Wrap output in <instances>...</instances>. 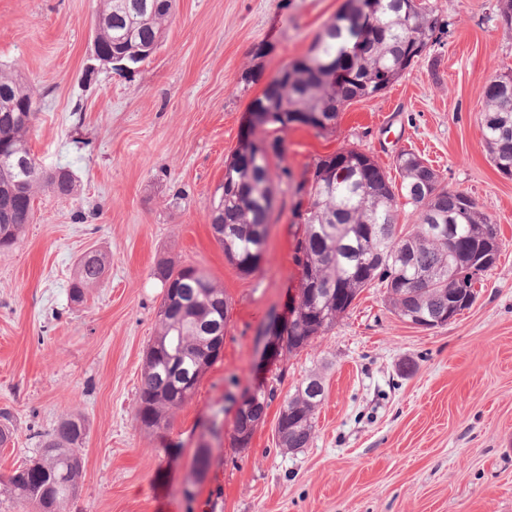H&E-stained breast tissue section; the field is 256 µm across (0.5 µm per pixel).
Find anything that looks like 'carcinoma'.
<instances>
[{
    "mask_svg": "<svg viewBox=\"0 0 512 512\" xmlns=\"http://www.w3.org/2000/svg\"><path fill=\"white\" fill-rule=\"evenodd\" d=\"M175 0H104L95 23V37L116 54L143 49L161 39ZM439 23L436 9L414 0H346L325 24L307 55L283 67L276 81L280 94L265 89L255 97L250 111H271L274 135L256 143L243 138L225 165L224 179L210 199L211 229L224 257L237 260L243 275L258 270L274 211L273 182L288 183L292 173L276 170L271 159L286 152L277 132L294 124L308 126L320 135L336 131L341 108L358 98L374 97L390 86L430 50ZM38 112L36 92L21 79L0 72V174L12 187L10 208L0 213V248L12 247L25 225L32 223L35 195L49 191L59 197L76 192L67 168L43 171L27 145ZM482 136L491 163L497 170L512 166V71L498 76L486 88L482 105ZM348 160L344 176L332 172L309 185L293 188V223L301 227L294 261L299 269L297 299L290 318L283 323L288 353L307 347L316 336L331 330L366 288L386 289L387 300L405 322L415 314L435 318L457 302L462 312L476 299L477 277L464 276L474 257L498 248L497 224L483 211L465 207L469 195L439 184L431 171L435 194L418 193L424 180L422 157L402 150L395 160L401 184L386 187L366 153ZM417 223L408 232L398 224L406 206ZM433 224H452L454 232L444 241L430 236ZM107 260L97 250L79 258L70 283V296L81 302L85 290L99 284ZM153 277L164 288L157 312L159 331L149 344L135 420L148 431L167 425L168 415L189 398L176 396L184 384H197L218 356L210 354L208 339L193 325L221 330L229 318V301L209 274L195 266L174 267L158 263ZM321 377L311 375L286 397L279 414H288V429L276 434L284 448L309 446L316 412L324 397ZM85 423L78 417L60 420L49 432L35 433L37 459L18 467L6 482V493L16 504L49 512L57 501L66 509L77 493L82 475L81 445ZM210 450L196 448L193 469L202 478L210 468Z\"/></svg>",
    "mask_w": 512,
    "mask_h": 512,
    "instance_id": "obj_1",
    "label": "carcinoma"
}]
</instances>
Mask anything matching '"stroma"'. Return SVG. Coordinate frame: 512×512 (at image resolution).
I'll use <instances>...</instances> for the list:
<instances>
[{"label":"stroma","mask_w":512,"mask_h":512,"mask_svg":"<svg viewBox=\"0 0 512 512\" xmlns=\"http://www.w3.org/2000/svg\"><path fill=\"white\" fill-rule=\"evenodd\" d=\"M344 2L176 0L155 52L118 72L94 57L100 0H0V69L40 96L29 148L78 185L69 198L38 193L32 223L0 250V412L14 428L0 480L35 456V432L79 417L83 473L67 512H512V177L490 163L481 128L487 85L512 67L497 0H436L448 23L439 43L384 93L348 104L334 134L291 126L281 160L298 180L315 157L353 146L392 176L399 150L421 154L499 227L498 260L470 309L424 330L368 288L334 328L260 372L258 331L269 312L287 313L298 280L290 191L275 187L252 275L211 233L226 161L244 133L266 135L248 128L252 99ZM88 250L108 270L75 303L69 285ZM161 261L205 270L231 309L222 356L151 432L134 415ZM315 372L325 400L310 444L282 448L279 408ZM259 377L275 396L237 448L234 400ZM203 442L211 467L196 482Z\"/></svg>","instance_id":"stroma-1"}]
</instances>
